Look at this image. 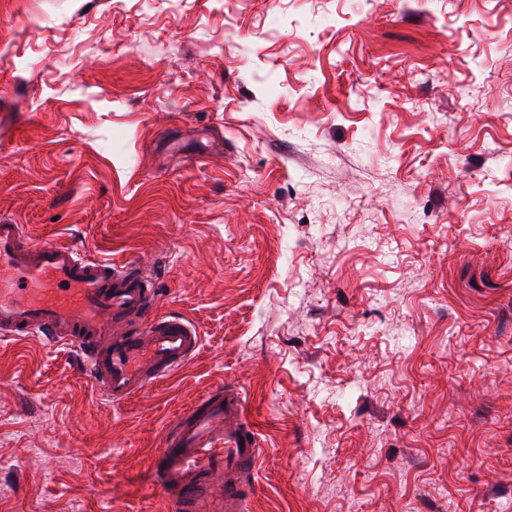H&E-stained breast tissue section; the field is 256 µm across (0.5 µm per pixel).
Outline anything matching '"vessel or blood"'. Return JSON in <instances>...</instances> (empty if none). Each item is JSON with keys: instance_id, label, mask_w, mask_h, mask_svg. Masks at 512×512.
<instances>
[{"instance_id": "obj_1", "label": "vessel or blood", "mask_w": 512, "mask_h": 512, "mask_svg": "<svg viewBox=\"0 0 512 512\" xmlns=\"http://www.w3.org/2000/svg\"><path fill=\"white\" fill-rule=\"evenodd\" d=\"M156 297L135 263L36 244L0 220V340L72 350L114 404L172 377L199 350L196 326L159 311ZM262 453L241 393L218 386L169 421L152 467L171 512H244Z\"/></svg>"}]
</instances>
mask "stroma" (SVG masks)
Wrapping results in <instances>:
<instances>
[{
	"label": "stroma",
	"instance_id": "stroma-1",
	"mask_svg": "<svg viewBox=\"0 0 512 512\" xmlns=\"http://www.w3.org/2000/svg\"><path fill=\"white\" fill-rule=\"evenodd\" d=\"M1 217L202 345L115 405L0 343V512H168L218 385L246 512H512V0H0ZM152 467L174 512H243L263 449L241 393L218 386L169 421Z\"/></svg>",
	"mask_w": 512,
	"mask_h": 512
}]
</instances>
